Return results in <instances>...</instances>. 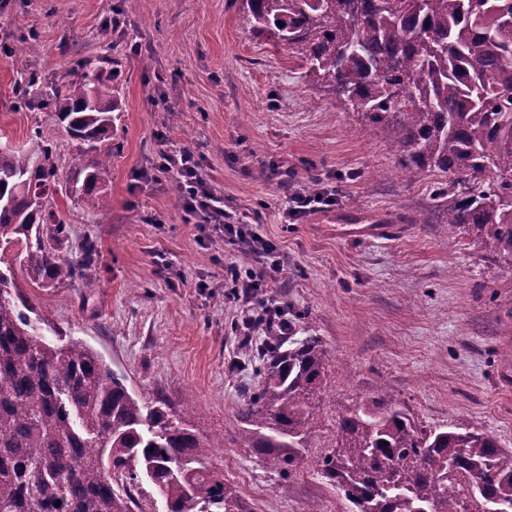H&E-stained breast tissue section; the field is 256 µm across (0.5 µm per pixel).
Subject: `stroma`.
Returning a JSON list of instances; mask_svg holds the SVG:
<instances>
[{"instance_id": "1", "label": "stroma", "mask_w": 512, "mask_h": 512, "mask_svg": "<svg viewBox=\"0 0 512 512\" xmlns=\"http://www.w3.org/2000/svg\"><path fill=\"white\" fill-rule=\"evenodd\" d=\"M122 26L105 32L103 0H0V150L40 158L52 146L62 185L52 201L70 229L58 253L96 261L84 277L34 294L44 337L79 341L140 397H163L191 429L213 438L210 461L246 512H351L320 472L337 446L339 419L385 396L425 429L486 433L512 451V262L467 233L449 232L433 199L449 174L399 169L392 131L307 82L294 49L252 33L242 0H115ZM38 56L13 53L20 37ZM118 64L121 105L103 189L92 213L71 189L97 155L78 151L43 100L56 84ZM38 82L27 108L15 88ZM191 150L225 210L258 231L288 262L266 294L301 318L297 338H317L326 373L311 401L315 432L287 476L240 447L236 413L258 380L252 352L225 301L224 265L244 254L222 238L200 242L156 173L161 150ZM335 193L299 219L277 175ZM400 224L392 239L352 236L339 215Z\"/></svg>"}]
</instances>
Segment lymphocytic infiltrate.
<instances>
[{"label": "lymphocytic infiltrate", "mask_w": 512, "mask_h": 512, "mask_svg": "<svg viewBox=\"0 0 512 512\" xmlns=\"http://www.w3.org/2000/svg\"><path fill=\"white\" fill-rule=\"evenodd\" d=\"M156 167L177 175L181 186L180 206L187 219L195 221L203 235H223L225 242L260 257L261 264L255 268H244L232 261L224 265L226 298L245 305L243 315L236 324L237 329L250 335L275 328L280 335H287L288 313L285 304L267 297L263 292L269 280L283 268L277 247L247 225L227 220L223 207L218 206L190 150L161 151Z\"/></svg>", "instance_id": "1"}]
</instances>
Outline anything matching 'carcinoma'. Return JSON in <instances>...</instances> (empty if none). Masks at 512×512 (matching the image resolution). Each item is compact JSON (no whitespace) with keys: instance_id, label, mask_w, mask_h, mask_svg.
<instances>
[{"instance_id":"1","label":"carcinoma","mask_w":512,"mask_h":512,"mask_svg":"<svg viewBox=\"0 0 512 512\" xmlns=\"http://www.w3.org/2000/svg\"><path fill=\"white\" fill-rule=\"evenodd\" d=\"M252 31L297 48L308 81L395 133L404 168L439 169L462 188L448 230L512 258V0H245ZM283 25H278V22ZM60 122L99 156L78 200L108 198L111 72L84 73L52 92ZM55 152L35 162L0 150V512H132L127 488L149 482L167 512H244L206 465L211 440L160 400L134 397L125 378L80 342H48L47 323L15 282L7 253L36 288L83 276L57 254L68 228L52 210ZM52 224L55 245L40 225ZM255 344L260 382L238 410L241 447L289 474L315 432L309 400L327 355L312 336ZM322 474L354 512H512V452L476 430H425L394 399H373L339 421Z\"/></svg>"}]
</instances>
